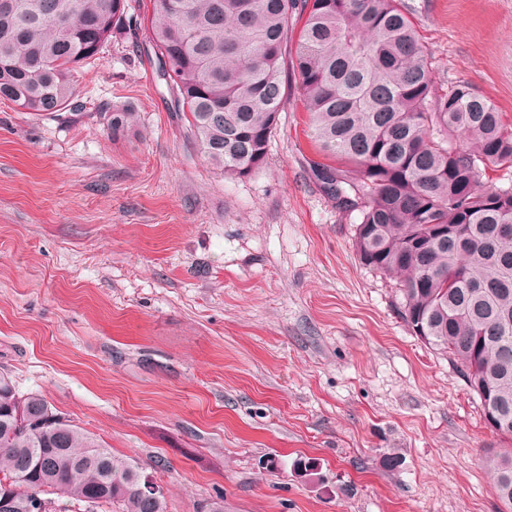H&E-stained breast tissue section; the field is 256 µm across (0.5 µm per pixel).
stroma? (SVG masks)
Masks as SVG:
<instances>
[{
    "mask_svg": "<svg viewBox=\"0 0 512 512\" xmlns=\"http://www.w3.org/2000/svg\"><path fill=\"white\" fill-rule=\"evenodd\" d=\"M401 3L438 91L468 81L511 129L512 0ZM131 13L79 109L0 102V372L154 475L168 512H500V441L360 261L297 93L265 164L225 176L173 106L149 0Z\"/></svg>",
    "mask_w": 512,
    "mask_h": 512,
    "instance_id": "stroma-1",
    "label": "stroma"
}]
</instances>
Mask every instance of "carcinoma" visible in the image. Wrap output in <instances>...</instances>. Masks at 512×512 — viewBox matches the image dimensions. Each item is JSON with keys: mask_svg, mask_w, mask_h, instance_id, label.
I'll list each match as a JSON object with an SVG mask.
<instances>
[{"mask_svg": "<svg viewBox=\"0 0 512 512\" xmlns=\"http://www.w3.org/2000/svg\"><path fill=\"white\" fill-rule=\"evenodd\" d=\"M151 39L178 110L205 159L229 177L261 168L288 99V73L313 138L339 165L314 163L359 213L357 254L401 283L410 331L460 364L467 387L512 441V188L481 185L480 166L512 168V130L460 81L436 92L400 0H150ZM129 0H0V101L34 115L76 107L75 74L127 30ZM302 20L287 49L295 20ZM135 113L109 117L112 132ZM483 465L512 512V451ZM153 476L112 454L0 373V486L8 512L35 498L62 512L119 505L168 512L144 494Z\"/></svg>", "mask_w": 512, "mask_h": 512, "instance_id": "1", "label": "carcinoma"}]
</instances>
